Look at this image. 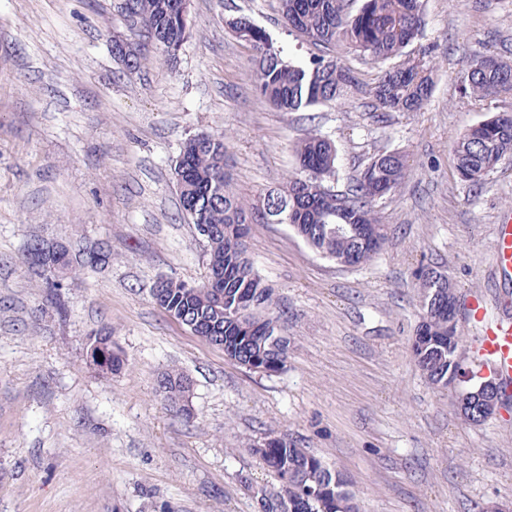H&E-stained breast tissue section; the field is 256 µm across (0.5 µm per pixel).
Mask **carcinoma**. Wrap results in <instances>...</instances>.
Here are the masks:
<instances>
[{
	"label": "carcinoma",
	"instance_id": "cac0c4a2",
	"mask_svg": "<svg viewBox=\"0 0 512 512\" xmlns=\"http://www.w3.org/2000/svg\"><path fill=\"white\" fill-rule=\"evenodd\" d=\"M183 0H136L128 28L161 48L181 40ZM350 0H280L283 22L313 47L309 58L285 59L265 30L245 16L225 20L239 40L250 45V77L259 95L273 108L297 112L340 99L355 84L351 70L338 60L343 47L381 65L370 89L376 105L389 112H417L428 101L434 80L432 67L411 52L424 25L421 0H361L357 10ZM119 60L129 72L147 61L140 45H127ZM464 94L492 104L512 95V63L475 52L461 74ZM297 172L285 185L264 197L260 207L244 202L226 171V135L198 133L188 138L174 166L182 215L206 244L207 274L188 288L186 282L160 279L153 288L155 303L172 319L187 316L198 321L192 334L224 351L226 359L256 372L278 373L285 367L288 337L279 327L281 312L272 288L255 270L248 254V225L263 220L285 224L315 253L340 267L368 264L387 240L376 201L397 190L408 173L406 155L398 150L375 155L346 191L330 182L337 169L336 145L315 132L293 144ZM456 172L472 186L502 164H512V111L496 112L465 129L454 146ZM46 243L32 240L22 263L35 273L51 277L47 264L35 261ZM54 262L71 272L75 265L91 264L90 252L75 258L60 248ZM431 265L415 273L421 314L428 316V338L411 344V352L426 381L448 388V375L458 369L460 343L448 336L449 288L433 279ZM102 343L105 375L125 365L123 352L112 346V332L90 333L88 346ZM158 388L179 412L185 411L192 383L177 369L162 373ZM252 452L276 478L288 467L283 486L286 502L264 500L265 512H357L351 482L328 468L315 455L286 440L269 439L252 445Z\"/></svg>",
	"mask_w": 512,
	"mask_h": 512
}]
</instances>
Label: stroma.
<instances>
[{"label": "stroma", "instance_id": "35a3bbf8", "mask_svg": "<svg viewBox=\"0 0 512 512\" xmlns=\"http://www.w3.org/2000/svg\"><path fill=\"white\" fill-rule=\"evenodd\" d=\"M236 16L307 57L278 0H191L174 62L144 38L132 74L114 56L131 38L123 0H0V512H262L258 491L281 485L251 446L277 437L350 479L360 512L512 508V409L465 422L411 354L420 266L482 298L487 320H512V276L491 274L512 165L474 187L454 158L461 131L512 109L510 96L489 110L461 91L471 53L512 61V0H425L415 45L434 87L418 112L376 109L377 65L346 50L358 87L308 112L272 109L250 80L252 49L224 25ZM313 130L336 145L337 189L383 151L403 150L408 176L379 199L388 241L359 268L287 225L250 224L290 340L281 373H254L152 299L159 279L207 273L174 166L188 137L224 133L233 184L256 204L296 171L291 145ZM33 238L110 257L63 278L54 305L22 262ZM104 327L127 359L107 376L86 361ZM170 368L193 381L189 415L157 391Z\"/></svg>", "mask_w": 512, "mask_h": 512}]
</instances>
